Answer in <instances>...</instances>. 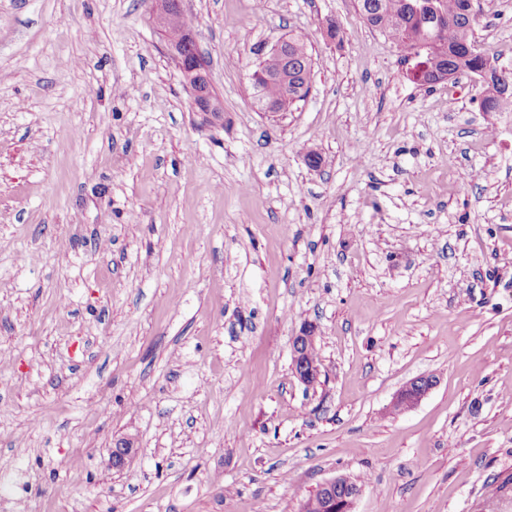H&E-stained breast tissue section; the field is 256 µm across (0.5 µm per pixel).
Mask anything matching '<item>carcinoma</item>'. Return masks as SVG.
<instances>
[{"label": "carcinoma", "mask_w": 512, "mask_h": 512, "mask_svg": "<svg viewBox=\"0 0 512 512\" xmlns=\"http://www.w3.org/2000/svg\"><path fill=\"white\" fill-rule=\"evenodd\" d=\"M474 0H358L361 16L373 29L387 35L402 52L423 63L434 61L448 76L473 73L485 77L480 107L484 112H512V98L497 95V81H512V64L475 48L478 11ZM288 80L272 76L262 84L261 98L271 104L293 105L310 92L306 67L312 62L306 44L288 37Z\"/></svg>", "instance_id": "1"}]
</instances>
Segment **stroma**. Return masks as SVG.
Instances as JSON below:
<instances>
[{
	"instance_id": "obj_1",
	"label": "stroma",
	"mask_w": 512,
	"mask_h": 512,
	"mask_svg": "<svg viewBox=\"0 0 512 512\" xmlns=\"http://www.w3.org/2000/svg\"><path fill=\"white\" fill-rule=\"evenodd\" d=\"M152 6L0 0V512H298L338 475L355 512H512V112L413 83L357 0H185L209 123ZM476 8L512 63V0ZM288 34L311 91L266 112ZM168 44L175 52L174 56L183 69L184 83L191 94L194 107L209 119L221 117L224 106L223 103H219L217 99L213 98L209 92V80L204 65L201 62L183 65L173 45L169 42ZM310 326H304L291 340L292 369L297 379L305 386L317 383L321 375L320 366L316 363L308 365L303 359L304 350L311 344L315 345V329ZM436 377L419 376L406 382L395 394L390 405L391 412H403L418 405L437 385Z\"/></svg>"
}]
</instances>
